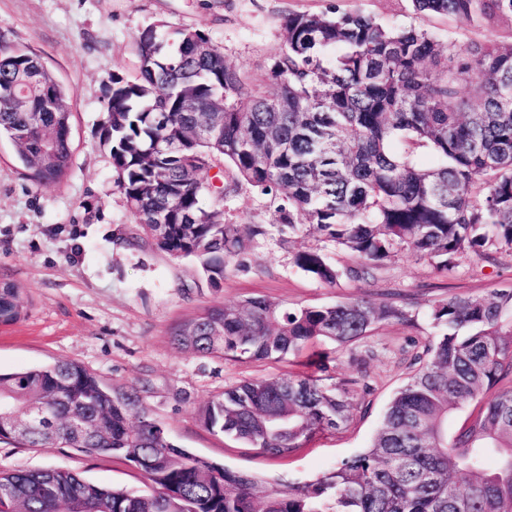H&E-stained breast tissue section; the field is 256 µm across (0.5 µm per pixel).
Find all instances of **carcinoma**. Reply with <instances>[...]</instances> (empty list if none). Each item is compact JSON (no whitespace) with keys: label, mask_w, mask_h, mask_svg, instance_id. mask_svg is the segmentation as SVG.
<instances>
[{"label":"carcinoma","mask_w":512,"mask_h":512,"mask_svg":"<svg viewBox=\"0 0 512 512\" xmlns=\"http://www.w3.org/2000/svg\"><path fill=\"white\" fill-rule=\"evenodd\" d=\"M419 14L461 24L512 22V0H413ZM267 70L268 92L227 63L201 30L154 22L136 35L135 75L103 81L98 137L135 219L126 238L197 260L211 284L248 246L224 223V199L246 185L280 193L271 223L319 234L294 265L335 286L364 280L401 245L447 275L461 257L512 252V43L441 44L420 27L359 11L290 13ZM474 99L462 89L474 77ZM24 83L23 101L5 92ZM70 92L42 58L0 48V135L31 178L69 169ZM221 113L218 136L204 138ZM434 161L423 166L418 153ZM221 185L212 184L210 172ZM22 292L0 284V324L21 318ZM440 339L389 403L369 448L316 479L283 486L198 457L150 418L137 391L114 389L68 361L0 373V442L64 445L119 456L146 490L105 488L57 468L0 470V512H512V289L432 303ZM408 311L364 297L288 308L258 297L218 304L174 327L178 346L234 361L281 360L306 343L347 346ZM329 365L318 374L244 380L203 407L204 426L286 458L335 431L353 403ZM478 410L468 411L471 405ZM49 419L19 434L42 409ZM494 460V466L486 464Z\"/></svg>","instance_id":"cac0c4a2"}]
</instances>
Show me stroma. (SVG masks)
Masks as SVG:
<instances>
[{
  "mask_svg": "<svg viewBox=\"0 0 512 512\" xmlns=\"http://www.w3.org/2000/svg\"><path fill=\"white\" fill-rule=\"evenodd\" d=\"M336 6L387 26L422 27L443 44L512 42L510 23L464 26L418 15L411 0H0V47L41 55L71 89L73 112L72 165L57 181L31 180L14 143L0 138V281L24 291L21 319L0 325L1 373L60 360L78 363L113 387L137 388L142 405L175 445L285 484L315 479L368 448L393 394L437 337L431 303L512 288V257L467 255L449 277L402 248L373 277L344 278L329 287L295 267L294 252L320 247L343 265L351 257L307 230L281 232L270 222L273 197L245 186L225 201L224 221L239 225L249 247L229 260L223 280L213 285L195 260L172 258L147 241L126 244L134 218L114 186L110 156L97 134L103 81L112 72L134 75L141 28L161 20L174 29L204 31L228 63L262 86L284 45L288 14ZM259 224L264 232L257 235ZM355 296L405 306L414 323H380L370 338L341 349L323 342V350L336 354L335 380L352 384L354 410L345 426L295 455L273 459L203 425L201 409L225 389L247 378L304 371L312 352L280 362L201 357L174 345L176 324L206 306L247 297L303 307ZM48 466L108 488H146L141 474L117 457L0 443V470Z\"/></svg>",
  "mask_w": 512,
  "mask_h": 512,
  "instance_id": "obj_1",
  "label": "stroma"
}]
</instances>
